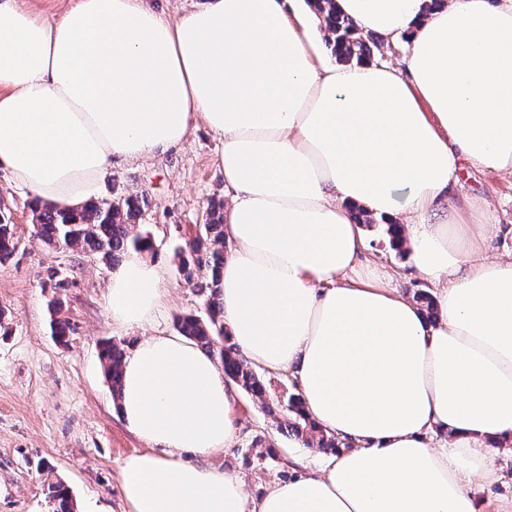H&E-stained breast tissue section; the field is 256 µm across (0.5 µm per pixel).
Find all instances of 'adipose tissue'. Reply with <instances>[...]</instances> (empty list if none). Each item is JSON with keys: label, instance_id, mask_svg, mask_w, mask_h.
<instances>
[{"label": "adipose tissue", "instance_id": "ef3b65f1", "mask_svg": "<svg viewBox=\"0 0 512 512\" xmlns=\"http://www.w3.org/2000/svg\"><path fill=\"white\" fill-rule=\"evenodd\" d=\"M336 0L360 32L407 39L398 64L330 63L303 0H74L59 17L0 0V167L34 201L95 196L116 159L223 143L224 325L259 367L292 373L343 447L249 501L215 461L238 431L233 386L178 336L123 358L120 415L149 450L120 465L129 512H480L512 445V257L491 259L457 162L512 175V0ZM404 216L438 321L359 264L347 208ZM163 270L112 272L113 321L149 322ZM441 443H434L436 434Z\"/></svg>", "mask_w": 512, "mask_h": 512}]
</instances>
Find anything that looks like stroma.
I'll use <instances>...</instances> for the list:
<instances>
[{
    "label": "stroma",
    "instance_id": "1",
    "mask_svg": "<svg viewBox=\"0 0 512 512\" xmlns=\"http://www.w3.org/2000/svg\"><path fill=\"white\" fill-rule=\"evenodd\" d=\"M223 144L196 122L182 144L146 161L116 160L99 199L138 193L147 199L141 227L151 234L150 262L164 272L163 296L145 335L175 334L177 317L205 315V299L180 278L174 251L198 235L211 200L226 197L218 165ZM457 194L487 207L493 232L490 256L512 254V176H495L460 160ZM30 194L0 168V209L15 226V254L0 264V512H50L46 487L62 482L76 512H128L120 488L121 461L147 450L124 424L100 359L101 340L129 349L134 331L116 323L106 302L113 266L79 249L50 247L36 235ZM365 259L387 269L402 293L435 294V284L415 272L394 250L383 222L364 225ZM70 282L60 290L44 283L47 270ZM59 299L60 315L74 332L58 343L48 303ZM233 409L240 433L217 461L238 474L250 499L261 498L292 475L289 457L315 470L324 453L296 447L278 429L277 414L244 391Z\"/></svg>",
    "mask_w": 512,
    "mask_h": 512
}]
</instances>
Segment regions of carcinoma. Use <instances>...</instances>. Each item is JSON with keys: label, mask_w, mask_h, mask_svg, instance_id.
<instances>
[{"label": "carcinoma", "mask_w": 512, "mask_h": 512, "mask_svg": "<svg viewBox=\"0 0 512 512\" xmlns=\"http://www.w3.org/2000/svg\"><path fill=\"white\" fill-rule=\"evenodd\" d=\"M310 6L321 16L330 34L328 46L345 63H364L373 56L377 42L359 32L354 25L338 15L335 0H309ZM143 197L138 194H120L110 201L89 202L70 210L50 206H36V235L48 245L78 248L91 252L105 263L120 260L129 251L150 253L154 243L150 235L137 230V219L142 214ZM204 234L197 236L185 248L176 251L177 270L184 281L198 288L205 297L207 318L186 314L177 318L179 335L193 341L210 354L221 367L224 376L235 385L266 401V387L251 363L240 353L232 336L224 327L221 299L224 268V205L211 201L207 211ZM17 240L6 217H0V263L15 253ZM51 329L56 339L64 344L72 333L70 322L51 318ZM100 355L112 391L120 395L122 389L123 350L107 339L101 342ZM275 407L280 415L278 428L284 435L300 439L308 445L332 453L339 448L336 437L310 419L303 411L300 394L286 391L276 397ZM46 498L51 512H74L73 499L61 483L47 484Z\"/></svg>", "instance_id": "obj_1"}]
</instances>
